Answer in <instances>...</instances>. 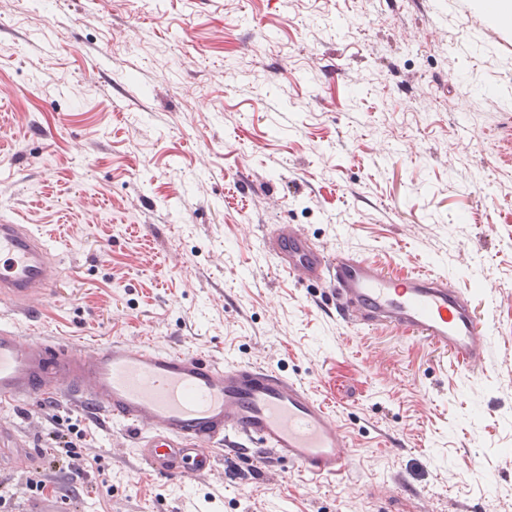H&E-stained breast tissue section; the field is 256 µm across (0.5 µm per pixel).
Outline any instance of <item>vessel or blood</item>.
<instances>
[{"label": "vessel or blood", "instance_id": "b4317fda", "mask_svg": "<svg viewBox=\"0 0 512 512\" xmlns=\"http://www.w3.org/2000/svg\"><path fill=\"white\" fill-rule=\"evenodd\" d=\"M258 250L294 283L317 289L350 327L393 326L448 353L468 372L488 367L487 325L470 294L427 270L391 274L362 256L328 254L292 224H271ZM58 275L42 237L0 224V299L34 308ZM79 401L131 431L151 472L192 479L219 455L259 449L320 480L349 477L350 436L326 400L266 367L217 365L201 354L115 341L81 347L26 336L0 320V407Z\"/></svg>", "mask_w": 512, "mask_h": 512}]
</instances>
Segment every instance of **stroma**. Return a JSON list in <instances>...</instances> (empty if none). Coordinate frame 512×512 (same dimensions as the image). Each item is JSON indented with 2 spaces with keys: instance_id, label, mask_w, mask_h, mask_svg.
<instances>
[{
  "instance_id": "obj_1",
  "label": "stroma",
  "mask_w": 512,
  "mask_h": 512,
  "mask_svg": "<svg viewBox=\"0 0 512 512\" xmlns=\"http://www.w3.org/2000/svg\"><path fill=\"white\" fill-rule=\"evenodd\" d=\"M0 223L59 280L26 334L255 363L325 399L354 481L233 456L192 480L140 465L70 401L88 477L65 512H512V25L480 0H0ZM295 224L330 253L429 270L489 327L473 375L393 327L351 329L246 238Z\"/></svg>"
}]
</instances>
